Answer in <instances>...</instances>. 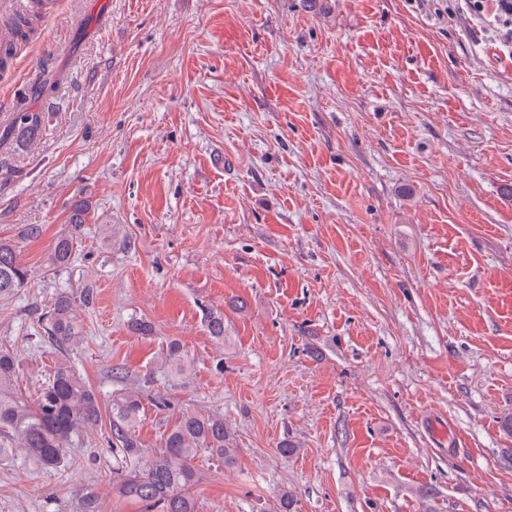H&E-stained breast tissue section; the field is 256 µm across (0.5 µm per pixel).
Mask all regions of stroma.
<instances>
[{
    "label": "stroma",
    "instance_id": "stroma-1",
    "mask_svg": "<svg viewBox=\"0 0 512 512\" xmlns=\"http://www.w3.org/2000/svg\"><path fill=\"white\" fill-rule=\"evenodd\" d=\"M21 10L0 122H48L0 146V240L30 271L0 349L30 400L70 366L102 420L61 467L0 465V512H139L112 495L124 389L150 452L182 414L223 416L237 457H196L197 512H512V57L464 0ZM81 190L75 261L49 266ZM85 285L83 341L41 343L33 307ZM45 122L44 112H14L8 122L0 126V144L13 141L32 145L40 138Z\"/></svg>",
    "mask_w": 512,
    "mask_h": 512
}]
</instances>
